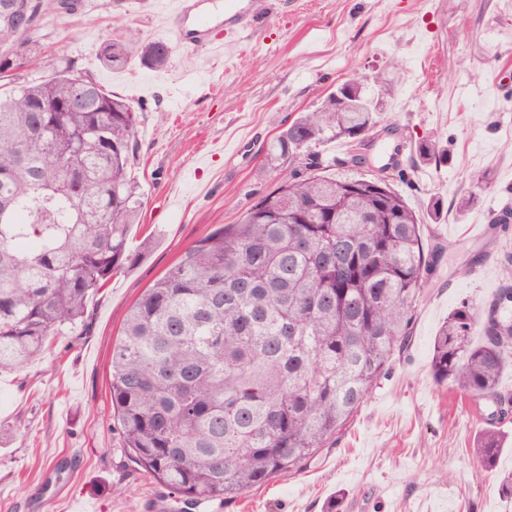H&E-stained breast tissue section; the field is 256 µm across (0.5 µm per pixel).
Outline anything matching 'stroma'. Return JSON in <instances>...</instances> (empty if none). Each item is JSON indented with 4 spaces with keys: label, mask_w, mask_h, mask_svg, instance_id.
Wrapping results in <instances>:
<instances>
[{
    "label": "stroma",
    "mask_w": 512,
    "mask_h": 512,
    "mask_svg": "<svg viewBox=\"0 0 512 512\" xmlns=\"http://www.w3.org/2000/svg\"><path fill=\"white\" fill-rule=\"evenodd\" d=\"M161 2L82 0L43 21L46 53L75 60L137 115L145 205L129 244L144 256L94 299L89 331L52 337L26 367L0 372V512H184L111 428L112 346L132 304L188 248L279 186L266 143L340 84L378 73L388 92L361 173L397 154L389 183L442 249L409 343L305 470L185 512H512L499 491L512 473V418L496 468L481 470L474 444L491 403L430 371L440 326L459 303L494 296L498 258L512 251V223L492 225L512 205V0H267L231 57L183 40ZM130 27L170 43L167 69L135 56L119 71L102 66V46ZM426 142L437 158H420ZM475 171L490 174L478 190ZM473 192L478 203L458 209Z\"/></svg>",
    "instance_id": "1"
}]
</instances>
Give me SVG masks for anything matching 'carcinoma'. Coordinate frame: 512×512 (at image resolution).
<instances>
[{
	"instance_id": "cac0c4a2",
	"label": "carcinoma",
	"mask_w": 512,
	"mask_h": 512,
	"mask_svg": "<svg viewBox=\"0 0 512 512\" xmlns=\"http://www.w3.org/2000/svg\"><path fill=\"white\" fill-rule=\"evenodd\" d=\"M13 2L16 19L0 20V370L85 325L91 299L138 260L128 240L144 205L125 100L68 58L42 80L15 79L41 54L44 18L80 0ZM165 45L130 28L101 63L116 71L135 55L162 70ZM80 79L95 90L89 106L39 111L67 104ZM376 110L366 93L349 108L331 93L297 116L266 148L268 163L288 166L280 186L189 248L129 310L112 347L114 424L130 459L185 506L306 469L407 346L438 246L398 192L334 172L321 152L369 135ZM498 263L501 288L480 312L463 302L448 314L431 359L436 382L495 406L475 448L484 470L512 413L499 391L512 367V252Z\"/></svg>"
}]
</instances>
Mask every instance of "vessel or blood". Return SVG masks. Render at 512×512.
<instances>
[{
    "label": "vessel or blood",
    "mask_w": 512,
    "mask_h": 512,
    "mask_svg": "<svg viewBox=\"0 0 512 512\" xmlns=\"http://www.w3.org/2000/svg\"><path fill=\"white\" fill-rule=\"evenodd\" d=\"M264 15L262 0H168L167 19L175 25L193 21L192 36L208 50L235 53L237 35L249 31ZM223 28L226 40L211 32Z\"/></svg>",
    "instance_id": "1"
}]
</instances>
